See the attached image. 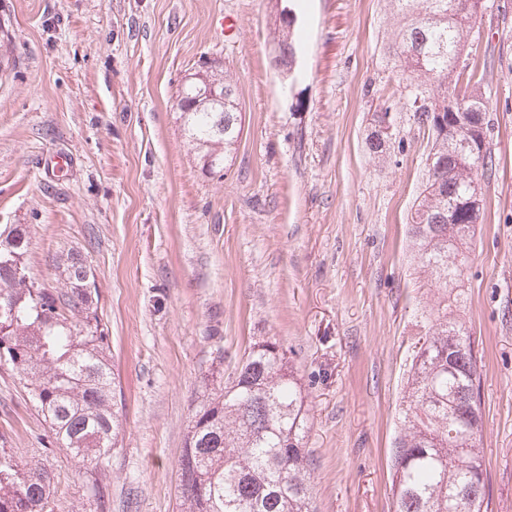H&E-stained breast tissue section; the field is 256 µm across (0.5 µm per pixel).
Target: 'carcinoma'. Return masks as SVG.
<instances>
[{
	"mask_svg": "<svg viewBox=\"0 0 512 512\" xmlns=\"http://www.w3.org/2000/svg\"><path fill=\"white\" fill-rule=\"evenodd\" d=\"M414 15L399 54L403 72L420 71L441 93L410 89L414 118L434 142L422 198L411 215L417 256L443 287L458 279L482 208L467 207L471 183L491 178L489 141L457 160L448 141V92L460 99L462 122L487 130L488 98L475 80L476 65L461 62L466 23L478 17L469 0H402ZM470 70L464 91L462 71ZM374 114L370 149L386 150ZM191 141L224 149L238 139L242 116L229 100L224 112H186ZM30 226L0 227V367L20 377L24 392L49 427L43 448L69 451L91 465L87 478L94 512H111L102 475L120 436L108 328L98 311L94 274L78 254L67 256L64 283L48 289L27 272ZM203 399L191 420L179 459L184 512H309L310 459L306 400L286 353L276 342L254 344L232 380L203 379ZM403 428L392 449L395 512H481L486 472L480 368L470 337L448 321V305L432 310L410 368ZM51 475L0 445V512H56Z\"/></svg>",
	"mask_w": 512,
	"mask_h": 512,
	"instance_id": "obj_1",
	"label": "carcinoma"
}]
</instances>
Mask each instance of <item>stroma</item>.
I'll list each match as a JSON object with an SVG mask.
<instances>
[{
    "label": "stroma",
    "instance_id": "35a3bbf8",
    "mask_svg": "<svg viewBox=\"0 0 512 512\" xmlns=\"http://www.w3.org/2000/svg\"><path fill=\"white\" fill-rule=\"evenodd\" d=\"M473 21L495 172L458 283L409 234L431 132L410 110L399 0H0V225L27 224L30 276L92 267L122 436L112 512H180L178 460L213 368L279 343L307 396L312 512H394L391 448L425 318L440 301L482 357L487 491L512 512V0ZM295 56L275 67L280 12ZM218 58L242 130L221 172L176 98ZM389 111L385 153L367 144ZM69 166L51 170L56 154ZM0 368V434L43 461L63 512L91 508L80 463Z\"/></svg>",
    "mask_w": 512,
    "mask_h": 512
}]
</instances>
